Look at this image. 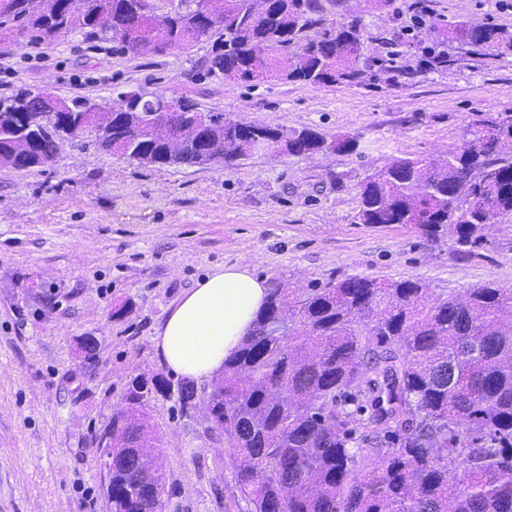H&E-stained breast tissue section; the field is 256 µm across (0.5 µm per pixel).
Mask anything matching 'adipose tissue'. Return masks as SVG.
Listing matches in <instances>:
<instances>
[{"mask_svg":"<svg viewBox=\"0 0 512 512\" xmlns=\"http://www.w3.org/2000/svg\"><path fill=\"white\" fill-rule=\"evenodd\" d=\"M268 285L248 267H212L169 307L153 344L170 372L203 384L224 371L253 332L266 304Z\"/></svg>","mask_w":512,"mask_h":512,"instance_id":"obj_1","label":"adipose tissue"}]
</instances>
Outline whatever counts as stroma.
Returning a JSON list of instances; mask_svg holds the SVG:
<instances>
[{"label": "stroma", "mask_w": 512, "mask_h": 512, "mask_svg": "<svg viewBox=\"0 0 512 512\" xmlns=\"http://www.w3.org/2000/svg\"><path fill=\"white\" fill-rule=\"evenodd\" d=\"M331 21L359 22L367 53L395 49L408 74L321 89L270 78L250 86L212 76L211 45L191 53L118 51L110 39L60 31L34 45L0 33V97L48 90L113 102L136 89L188 99L203 112L309 127L356 139L352 153L253 155L228 167L155 168L99 151L93 134L55 163L0 166V512H107L100 437L130 376L164 374L152 337L168 307L208 270L248 266L267 282L353 276L418 279L433 295L487 281L512 288V216L460 255L453 236L430 241L410 224L360 223L366 175L392 158L433 159L467 124L512 115V52L448 49L422 69L427 28L405 33L412 0H320ZM449 22L512 31V0H428ZM96 342L94 354L82 348ZM210 385L196 407L156 396L165 512H251L224 441L210 432Z\"/></svg>", "instance_id": "1"}]
</instances>
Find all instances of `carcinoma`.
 <instances>
[{
  "label": "carcinoma",
  "instance_id": "1",
  "mask_svg": "<svg viewBox=\"0 0 512 512\" xmlns=\"http://www.w3.org/2000/svg\"><path fill=\"white\" fill-rule=\"evenodd\" d=\"M0 0V30L30 33L36 44L63 29L89 39L107 36L124 52L142 46L130 28L145 0ZM233 9L224 33V12ZM211 18L191 4L145 25L158 52H188L211 43L207 72L243 82L277 75L313 88L354 85L377 69H401L399 52L366 57L367 31L357 22L325 25L317 0H271L265 17L245 0H206ZM432 57L443 65L448 43L470 53L512 50V32L494 25L453 24L431 17ZM48 104L39 91L0 98V165L18 170L55 162L57 126L28 133L26 160H11L17 113ZM66 136L84 134L83 114L110 112L85 97L70 99ZM98 149L139 161L167 148L153 138L152 102L136 97ZM242 122L210 114V140L226 162L261 153L240 133ZM258 138L282 155L320 153L330 137L311 128L253 123ZM512 215V118L486 117L463 130L443 158H395L364 180L363 224H413L422 236L445 234L476 247L483 232ZM177 391L181 411L195 407L194 385L130 377L127 407L112 412L111 512H164L165 477L157 460L138 466L155 433L147 408ZM208 412L221 425L223 460L235 468L239 493L252 512H512V289L494 282L464 295L429 300L420 280L350 277L307 288L276 282L267 307L224 375L213 385ZM363 430L362 437L357 431Z\"/></svg>",
  "mask_w": 512,
  "mask_h": 512
}]
</instances>
